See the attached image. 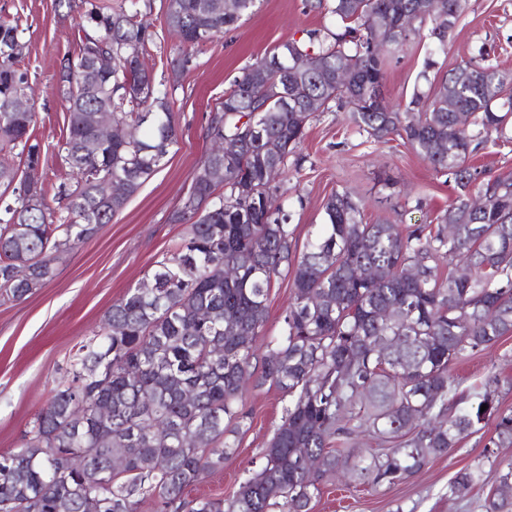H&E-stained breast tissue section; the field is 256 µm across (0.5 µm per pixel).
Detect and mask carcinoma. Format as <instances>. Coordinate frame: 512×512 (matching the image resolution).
Instances as JSON below:
<instances>
[{"label":"carcinoma","mask_w":512,"mask_h":512,"mask_svg":"<svg viewBox=\"0 0 512 512\" xmlns=\"http://www.w3.org/2000/svg\"><path fill=\"white\" fill-rule=\"evenodd\" d=\"M257 0H167L166 24L177 37L173 71L200 46L254 12ZM458 0H305L326 10L336 32L307 30L256 60L237 77L211 116L208 138L225 143L197 166L174 220L187 225L170 254L107 311L81 344L72 369L52 390L18 450L0 453V512H311L321 486L342 472L372 488L401 483L446 456L495 417L489 448L512 446V410L496 398L497 379L458 395L453 362L512 334V176L488 178L472 155L489 136H504L512 97L506 76L486 57L440 76L432 94H414L405 111L383 102L387 57L417 41L435 66L459 17ZM74 53L58 70L67 134L57 144L73 182L46 201L45 184H13L0 160V294L21 300L53 279L59 255L111 222L128 198L178 144L168 88L139 64L152 42L138 11L84 0ZM112 53V78L86 71L89 54ZM18 25L0 21V154L41 165L37 113L5 103L30 91L20 63ZM314 57L312 73L288 84L266 68L275 57ZM317 98L321 111L351 112L377 142L395 135L458 192L437 228L364 221L349 192L323 204L324 224L305 251L292 249L288 214L275 204L268 172L288 169L312 113L284 110ZM112 115L124 137L88 150L97 112ZM106 179L127 182L106 199ZM486 205L474 209L472 194ZM448 276H442V270ZM230 270L233 276L224 275ZM294 301L280 336L267 343L259 388L288 395L282 423L263 449L264 465L229 499H186V488L224 464L250 419L244 382L268 316V294L282 273ZM108 404L109 414L96 412ZM486 410H481L482 405ZM366 430L380 450L354 448ZM84 454V464L74 457ZM319 461L306 468L303 458ZM122 466L115 470L114 461ZM482 480L480 466L456 473L448 491L464 496ZM484 512H512V462Z\"/></svg>","instance_id":"cac0c4a2"}]
</instances>
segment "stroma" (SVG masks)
<instances>
[{"instance_id":"obj_1","label":"stroma","mask_w":512,"mask_h":512,"mask_svg":"<svg viewBox=\"0 0 512 512\" xmlns=\"http://www.w3.org/2000/svg\"><path fill=\"white\" fill-rule=\"evenodd\" d=\"M165 6L166 0L137 2L142 19L157 34L141 62L158 74L168 72L167 58L177 42L165 25ZM1 17L18 19L28 43L21 66L37 90L35 133L42 141H58L66 134L67 114L57 94V64L76 48V15L56 0H0ZM335 27L330 15L306 10L304 0H258L253 14L237 28L201 46L176 83L173 101L179 143L164 165L109 224L60 256L51 282L21 301L0 298V452L20 447L35 413L69 368L75 345L92 337L113 301L150 273L183 234V225L171 217L211 148L206 136L209 118L235 77L281 42L300 38L309 29ZM483 53L512 74V0H462L448 50L435 60L445 71ZM425 58V48L416 43L394 54L384 89L390 107L406 109L414 93H429L430 82L422 75ZM297 154L300 169L280 174L276 185L300 251L322 224V206L331 193L346 190L360 199L367 222L385 218L404 227L434 221L455 195L453 182L437 176L399 137L374 141L344 111L315 113ZM291 285V278L285 276L272 285L265 342L282 331L293 297ZM265 342L257 347L252 369L263 363ZM491 374L500 379L502 408L512 409V334L451 368L462 391L482 384ZM287 405V396L276 387L248 388L250 423L234 437L233 455L223 469L206 474L187 489L186 497H232L247 472L262 466L261 452ZM494 430V422H487L448 456L389 488L374 490L336 477L313 501L311 512H482L495 485L496 462H512V447L496 449L494 461H485L484 446ZM478 464L483 467L482 482L466 497L450 496L448 485L455 474Z\"/></svg>"}]
</instances>
